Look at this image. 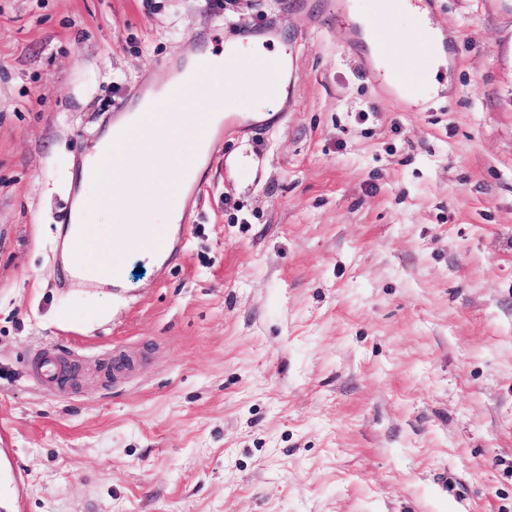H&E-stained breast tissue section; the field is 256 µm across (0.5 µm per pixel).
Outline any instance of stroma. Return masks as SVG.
<instances>
[{"instance_id":"obj_1","label":"stroma","mask_w":512,"mask_h":512,"mask_svg":"<svg viewBox=\"0 0 512 512\" xmlns=\"http://www.w3.org/2000/svg\"><path fill=\"white\" fill-rule=\"evenodd\" d=\"M372 7L0 0V512H512V0H437L427 106L377 88ZM266 27L292 93L223 125L183 253L73 285L69 173L114 103ZM381 27L426 80L417 21Z\"/></svg>"}]
</instances>
